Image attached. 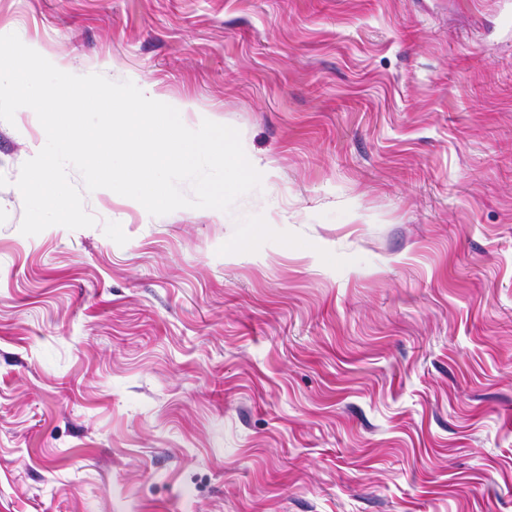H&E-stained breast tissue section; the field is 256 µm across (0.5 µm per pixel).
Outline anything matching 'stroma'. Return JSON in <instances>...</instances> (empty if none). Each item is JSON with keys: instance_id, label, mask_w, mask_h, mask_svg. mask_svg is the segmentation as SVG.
Here are the masks:
<instances>
[{"instance_id": "stroma-1", "label": "stroma", "mask_w": 512, "mask_h": 512, "mask_svg": "<svg viewBox=\"0 0 512 512\" xmlns=\"http://www.w3.org/2000/svg\"><path fill=\"white\" fill-rule=\"evenodd\" d=\"M61 71L239 130L260 188L23 235L0 512H512V0H0Z\"/></svg>"}]
</instances>
